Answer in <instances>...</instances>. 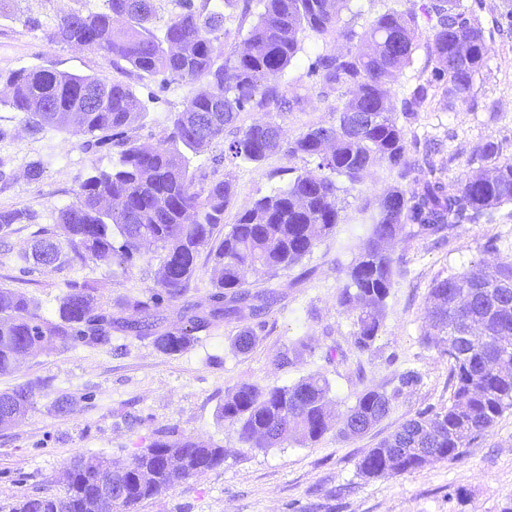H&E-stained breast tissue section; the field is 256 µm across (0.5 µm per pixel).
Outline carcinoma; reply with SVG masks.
Here are the masks:
<instances>
[{
  "label": "carcinoma",
  "instance_id": "carcinoma-1",
  "mask_svg": "<svg viewBox=\"0 0 512 512\" xmlns=\"http://www.w3.org/2000/svg\"><path fill=\"white\" fill-rule=\"evenodd\" d=\"M102 12L63 15L52 40L75 48H97L147 76L172 81L204 80L207 89L174 113L159 145L145 147L128 135L144 105L119 81L53 69L19 70L0 84L3 102L24 113L29 131L50 126L85 139L89 147L119 148V164L97 170L79 186L75 201L58 211L70 249V260L128 268L152 251H162L156 289L145 297L129 296L112 311L87 282L70 283L59 299L57 315L47 318L24 293L0 288V372L37 352L112 344V330L138 339H153L164 354L186 350L195 334L228 318L250 321L234 339L241 351L258 340L262 317L274 301L271 293L251 292L249 278L276 277L301 265L317 243L341 223L340 187L336 178L355 185L375 165L386 162L414 186H395L375 201L376 214L364 245L348 267L347 283L336 305L354 315L353 345L369 352L379 335L385 300L397 273L393 246L406 225L415 234L432 236L463 224L493 219L501 204L512 201V162L493 167L484 178L445 183L436 176L429 156L407 154L406 133L392 115L386 84L410 64L417 46L414 9H389L359 34L340 26L350 0H260L263 12L247 32L243 48L224 56L215 44L224 29V13L181 0V12L158 36L151 27L154 0H105ZM433 77L447 83L448 101L464 99L486 62L479 18L464 0H432ZM334 33L350 47L345 54L318 56L316 67L327 85L347 87L348 97L336 108V123L307 129L294 138L272 118L259 119L235 133L227 146L230 161L261 163L273 154L317 160V172L304 171L288 187L256 199L242 212L218 245H213L224 211L235 195L231 173L197 190L190 155L224 139L240 112L266 113L281 107L283 95L266 85L270 75L285 71L301 50L300 35ZM30 211H0V231L31 223ZM209 249L216 271L207 310L190 304L181 326L156 334L164 302L178 301L190 288L196 257ZM27 260L54 266L60 259L55 235L44 233ZM428 326L440 346L460 330L473 331L457 341L448 359L454 391L448 406L425 410L370 449L359 461L364 477L403 475L433 461H454L464 448L495 425L512 408V260L499 259L481 274L450 275L431 288ZM312 350L305 340L276 356L278 364ZM39 383L29 381L0 393V427L25 419ZM331 385L317 375L291 385L241 382L224 396L220 417L233 427L245 448H281L320 440L334 427L328 407ZM391 397L377 390L362 392L338 431L343 437L367 433L390 410ZM224 463V448L184 437L174 428L154 433L150 444L131 461L115 466L98 455L70 461L63 487L23 498L14 512H84L95 491V479L112 483L124 496L116 512H137L145 501L178 483Z\"/></svg>",
  "mask_w": 512,
  "mask_h": 512
}]
</instances>
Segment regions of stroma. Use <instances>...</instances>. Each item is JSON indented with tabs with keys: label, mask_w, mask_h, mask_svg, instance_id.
<instances>
[{
	"label": "stroma",
	"mask_w": 512,
	"mask_h": 512,
	"mask_svg": "<svg viewBox=\"0 0 512 512\" xmlns=\"http://www.w3.org/2000/svg\"><path fill=\"white\" fill-rule=\"evenodd\" d=\"M410 2L418 11L421 36L410 65L388 86L409 156L431 155L450 182L491 170V163L474 157L485 142L501 143L502 159H512V34L495 25L502 0H485L479 12L486 66L466 100L453 104L444 84L431 79L436 62L427 38L431 23L423 11L430 0ZM103 4L0 0V74L53 68L130 84L145 106L132 136L139 144L157 145L168 132L171 113L206 83L183 80L164 86L156 78L116 71L111 57L98 49L50 41L61 16L73 10L98 12ZM346 50V41L336 36L302 34L297 62L275 78L288 100L276 120L288 136L335 123L346 90L327 87L312 65L318 55ZM423 83L429 86L426 100L413 116H405V99ZM118 158L117 149H86L82 138L53 127L30 133L23 114L0 103V210L37 215L34 223L0 233V285L34 297L46 317L54 316L70 282H92L99 298L113 306L129 296L148 295L154 285L163 260L159 251L126 270L92 261L46 268L21 258L42 230L56 229L59 209L74 201L92 169L112 168ZM34 163L42 169L35 180L27 174ZM192 167L208 182L232 173L235 198L224 212L230 225L255 198L286 188L293 172L315 170L316 162L279 153L258 166L236 164L225 159L219 143L194 156ZM400 182L396 169L376 165L354 189L340 193L342 223L301 266L253 279L252 290L275 292L277 301L248 352L233 345L240 322L223 320L178 355L116 331L111 346L41 352L16 370L0 372V392L28 381L40 384L25 420L0 429V512H12L19 499L37 494L46 480H61L74 455H104L124 463L150 443L155 431L168 427L222 446L224 463L142 503L139 512H503L512 505V410L459 460L432 462L401 476L366 479L358 473L357 464L370 448L418 412L447 406L452 394L448 358L425 339L434 282L479 270L498 257L512 259V202L499 206L491 224H466L436 236L405 233L394 247L397 275L379 336L371 351L357 350L351 339L353 317L337 308L336 294L366 240L370 204ZM490 240L497 253L486 252ZM211 272L208 253L200 252L185 301L164 306V327L182 324L184 302L208 308ZM301 338L309 340L311 352L294 365L279 366L277 354ZM408 370L416 371L419 381L400 387L399 376ZM309 375L330 380L335 417L346 414L367 389L392 394L390 411L360 437L330 432L314 444L291 442L267 450L242 447L233 428L217 418L225 391L241 382L284 385ZM64 397L74 407L62 416L56 404Z\"/></svg>",
	"instance_id": "stroma-1"
}]
</instances>
